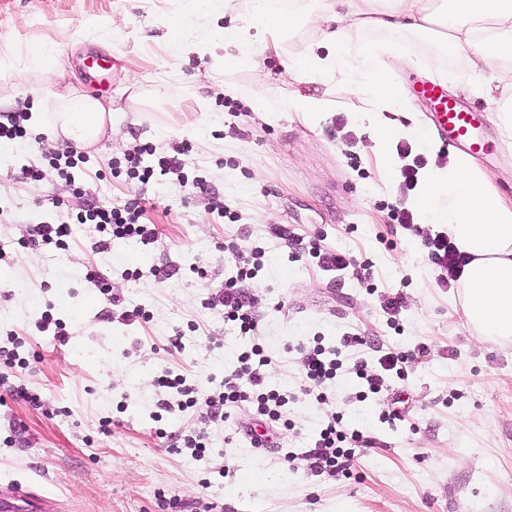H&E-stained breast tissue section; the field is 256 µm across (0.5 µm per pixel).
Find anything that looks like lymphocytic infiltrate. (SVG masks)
<instances>
[{"mask_svg":"<svg viewBox=\"0 0 512 512\" xmlns=\"http://www.w3.org/2000/svg\"><path fill=\"white\" fill-rule=\"evenodd\" d=\"M188 145L174 147L172 153H157L151 143H144L126 155V174L141 184L160 180L170 173L182 172L187 164ZM146 207L144 199L135 198L121 207L98 206L85 215L87 221L94 224L102 241L112 239H133L148 245L155 239V231L151 225L142 222L141 217ZM424 245L428 250L427 258L436 270V283L439 287H448L458 281L462 268L466 263L465 255L448 238L446 232H438L427 236ZM257 273L250 259H242L237 267L235 277L224 283V289L218 296L209 299L207 308H222L225 322L239 326L242 333L256 335L259 322L250 308L243 301L236 283L243 278H250ZM299 362L303 371L302 392L314 397L318 403H325V388L335 379L343 362L340 353L322 345L301 347ZM407 355L399 352H387L381 355L376 364L367 365L365 361H356L355 374L362 384L357 392L358 400H366L369 396L380 394L387 388L392 374L401 372ZM273 363L261 344H252L250 349L243 351L238 357V366L225 375L221 391L208 395L206 400H199L200 388L195 381L189 380L185 374L166 369L158 376L156 384L164 390L166 397L160 400L161 410H170L168 394L179 395V410L193 408L198 402H205L212 415L229 419L233 408L244 404L252 405L257 415L264 417L267 423H282L285 408L289 402L286 392L272 388L268 383V369ZM364 435L361 430L351 429L344 425L343 417L338 412L327 414L326 420L305 455L292 452L286 453L284 459L291 466L305 465L317 473L336 474L344 469L345 459L352 448L362 446Z\"/></svg>","mask_w":512,"mask_h":512,"instance_id":"lymphocytic-infiltrate-1","label":"lymphocytic infiltrate"}]
</instances>
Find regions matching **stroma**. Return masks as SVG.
<instances>
[{
  "label": "stroma",
  "mask_w": 512,
  "mask_h": 512,
  "mask_svg": "<svg viewBox=\"0 0 512 512\" xmlns=\"http://www.w3.org/2000/svg\"><path fill=\"white\" fill-rule=\"evenodd\" d=\"M429 20L417 30L356 24L353 43L393 45L420 58L440 55L448 93L463 105L490 102L463 88L467 61L448 46L443 0H425ZM192 0H0V50L25 54L42 38L63 52L58 74L23 72L18 83L45 82L48 93L111 100L120 132L88 149L74 185L48 170L33 182L22 167L60 148L42 113L29 128L36 146L0 151V347L15 333L26 367L0 365V489L34 487L14 512H512V345L481 341L455 312L456 288H441L427 259L432 224L409 232L391 223V208L409 205L399 169L382 168L367 134L348 114L360 104L342 82L302 86L284 78L321 39L312 26L290 32L280 55L253 43L252 59L230 46L175 62L166 41ZM112 60L106 90L88 82L84 57ZM236 57L225 67V56ZM263 64L256 78L252 61ZM167 95L154 100V82ZM324 99L328 119L311 129L279 109L296 91ZM267 100L261 117L249 101ZM491 151L480 169L512 195V137L490 124ZM150 142L157 151L189 144L185 173L147 185L120 173L126 153ZM151 199L143 223L150 247L123 239L94 247L91 224H73L64 250L30 244L34 225L67 221L98 205ZM226 211L218 213L216 202ZM346 253L351 269H320L293 238ZM258 256L255 277L237 284L257 316L259 341L272 357L269 383L287 392L292 429H265L250 409L211 418L205 403L163 412L154 385L165 368L188 374L210 391L237 366L249 337L225 325L205 301L237 273L240 257ZM107 278L110 304L83 278L86 266ZM204 275H197L196 267ZM165 271L151 276L153 268ZM400 301L397 315L383 309ZM141 306L145 318L127 320ZM62 319L67 344L39 332L43 310ZM184 336L183 350L169 339ZM364 337L361 352L345 348L347 333ZM426 356L412 352L418 344ZM341 348L343 367L327 388V405L300 393V346ZM395 350L410 355L402 376L378 399L358 401L356 356L373 363ZM41 394L37 409L10 397L16 386ZM399 409L400 420L382 414ZM370 437L346 471L316 474L284 460L309 450L327 410ZM202 432L210 449L201 460L184 448Z\"/></svg>",
  "instance_id": "obj_1"
}]
</instances>
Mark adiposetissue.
Segmentation results:
<instances>
[{"label": "adipose tissue", "mask_w": 512, "mask_h": 512, "mask_svg": "<svg viewBox=\"0 0 512 512\" xmlns=\"http://www.w3.org/2000/svg\"><path fill=\"white\" fill-rule=\"evenodd\" d=\"M208 12L199 9L185 32L170 37L172 56L204 52L219 45L247 48L263 37L265 50L280 52L285 34L297 23L310 24L322 32L327 52L308 46L297 72L299 82L350 84L361 105L349 118L363 128L376 152L388 166L397 157L392 142L397 137L425 139L411 106L384 66L385 46L353 44L344 39L338 23L352 21L377 27L422 28L427 17L424 0H320L312 11L282 9L275 0H252L244 18L214 31ZM449 46L469 61L473 76H485L483 91L498 106V118L512 134V87L486 71L499 60L512 57V0H448L445 17ZM62 55L55 44L33 41L27 54L0 55V81L23 71L52 72ZM27 95L39 111L56 110L64 117L60 130L80 145L96 144L104 134H118L112 104L105 100L65 99L45 96L42 86L31 85ZM423 223L440 226L458 250L468 258L459 279L462 314L480 337L491 343H512V197L500 193L468 155L449 156L447 165L419 181L410 200Z\"/></svg>", "instance_id": "obj_1"}]
</instances>
